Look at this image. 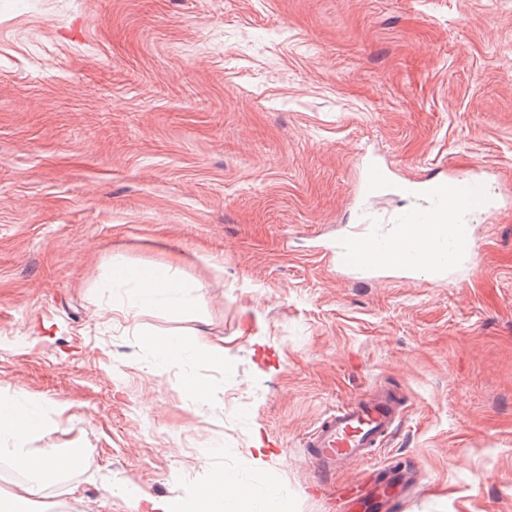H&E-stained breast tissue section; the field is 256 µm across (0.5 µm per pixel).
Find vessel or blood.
Segmentation results:
<instances>
[{
  "mask_svg": "<svg viewBox=\"0 0 512 512\" xmlns=\"http://www.w3.org/2000/svg\"><path fill=\"white\" fill-rule=\"evenodd\" d=\"M409 198L428 199L427 210L410 208L390 226L383 248H399L403 254L402 270L409 275L424 273L434 278L447 276L459 266H477L478 253L470 225L459 219L461 211L494 214L498 202L489 195L477 169H470L434 180L423 177L404 185ZM427 238L431 259H422L420 238ZM339 262L346 268L369 272L382 267L383 260L367 250L363 241L340 249ZM407 408L400 391L382 386L337 408L310 434L307 455L312 466L325 476L333 475L342 465L367 461L376 448L399 427ZM383 483L394 486V494L384 496L383 512H401L411 493V476L403 468L386 470Z\"/></svg>",
  "mask_w": 512,
  "mask_h": 512,
  "instance_id": "obj_1",
  "label": "vessel or blood"
}]
</instances>
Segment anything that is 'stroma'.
<instances>
[{
	"label": "stroma",
	"mask_w": 512,
	"mask_h": 512,
	"mask_svg": "<svg viewBox=\"0 0 512 512\" xmlns=\"http://www.w3.org/2000/svg\"><path fill=\"white\" fill-rule=\"evenodd\" d=\"M368 160L483 169L480 268L339 266L411 205L363 199ZM116 253L190 309L124 315ZM192 333L224 342L202 404L147 372V336ZM378 384L402 426L321 477L310 433ZM0 395L45 411L33 447L85 452L34 512H134L129 485L217 470L256 512H359L390 464L417 471L403 512H512V0H0Z\"/></svg>",
	"instance_id": "stroma-1"
}]
</instances>
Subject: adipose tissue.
<instances>
[{
    "mask_svg": "<svg viewBox=\"0 0 512 512\" xmlns=\"http://www.w3.org/2000/svg\"><path fill=\"white\" fill-rule=\"evenodd\" d=\"M115 277L134 281L137 285L134 311L158 308L187 309L188 299L174 280L152 269H134L122 259L112 261ZM158 366L224 362V346L193 334L154 339ZM47 430L44 416L37 410L0 397V457L12 468L25 474L27 480L8 495L0 494V512H30L47 484L84 468L86 458L79 448H33L30 440ZM129 495L136 512H251L256 493L242 485H225L224 476L215 473L187 496L170 500L153 497L132 487Z\"/></svg>",
    "mask_w": 512,
    "mask_h": 512,
    "instance_id": "1",
    "label": "adipose tissue"
}]
</instances>
